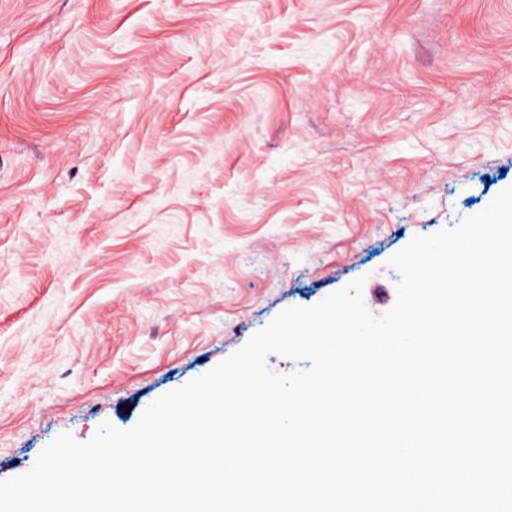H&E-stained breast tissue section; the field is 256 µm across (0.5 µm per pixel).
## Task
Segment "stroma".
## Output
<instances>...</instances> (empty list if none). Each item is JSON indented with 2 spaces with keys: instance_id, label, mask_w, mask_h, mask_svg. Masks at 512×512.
Here are the masks:
<instances>
[{
  "instance_id": "1",
  "label": "stroma",
  "mask_w": 512,
  "mask_h": 512,
  "mask_svg": "<svg viewBox=\"0 0 512 512\" xmlns=\"http://www.w3.org/2000/svg\"><path fill=\"white\" fill-rule=\"evenodd\" d=\"M512 186V0H0V480Z\"/></svg>"
}]
</instances>
